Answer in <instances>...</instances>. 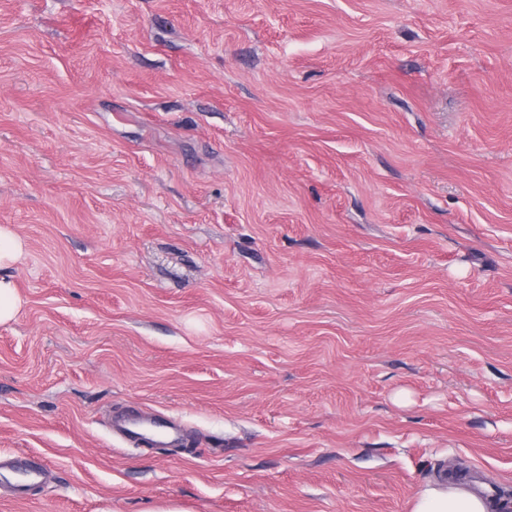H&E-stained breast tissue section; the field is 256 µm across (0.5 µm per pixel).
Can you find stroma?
<instances>
[{"instance_id": "1", "label": "stroma", "mask_w": 512, "mask_h": 512, "mask_svg": "<svg viewBox=\"0 0 512 512\" xmlns=\"http://www.w3.org/2000/svg\"><path fill=\"white\" fill-rule=\"evenodd\" d=\"M1 224L0 512L512 500V0H0ZM25 251V242L11 226L0 225V325L15 320L22 308V299L12 277L1 275L17 263ZM461 487L429 485L412 501L410 512H508Z\"/></svg>"}]
</instances>
